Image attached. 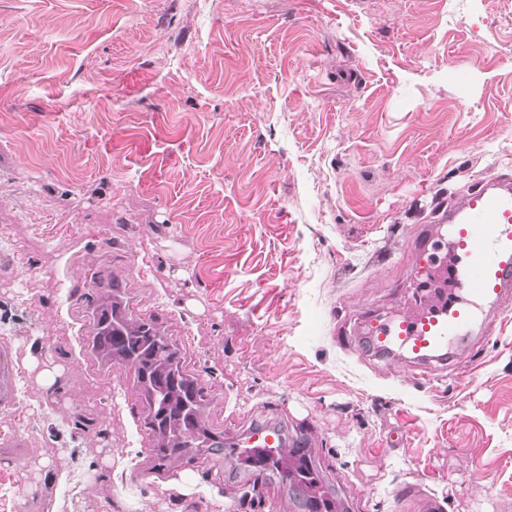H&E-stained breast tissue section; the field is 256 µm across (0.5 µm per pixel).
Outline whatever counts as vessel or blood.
Here are the masks:
<instances>
[{
    "instance_id": "1",
    "label": "vessel or blood",
    "mask_w": 512,
    "mask_h": 512,
    "mask_svg": "<svg viewBox=\"0 0 512 512\" xmlns=\"http://www.w3.org/2000/svg\"><path fill=\"white\" fill-rule=\"evenodd\" d=\"M419 300L397 318L369 317L363 352L373 358L399 355L411 378L425 383L433 366L455 363L465 339L489 328L492 317L512 310V182L490 179L472 189L443 223L422 225L411 242ZM16 361L0 348V406L15 400ZM308 446L273 424L256 425L225 440L224 452L242 459L251 489H260L274 459L297 462ZM195 455L189 436L157 448L164 466Z\"/></svg>"
}]
</instances>
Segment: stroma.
Listing matches in <instances>:
<instances>
[{
	"label": "stroma",
	"instance_id": "stroma-1",
	"mask_svg": "<svg viewBox=\"0 0 512 512\" xmlns=\"http://www.w3.org/2000/svg\"><path fill=\"white\" fill-rule=\"evenodd\" d=\"M504 174L512 0H0V512H300L209 443L267 420L342 512H512V318L423 386L360 352L409 236ZM116 302L206 382L192 465L148 471ZM16 361L9 348H0V406L8 407L15 400Z\"/></svg>",
	"mask_w": 512,
	"mask_h": 512
}]
</instances>
